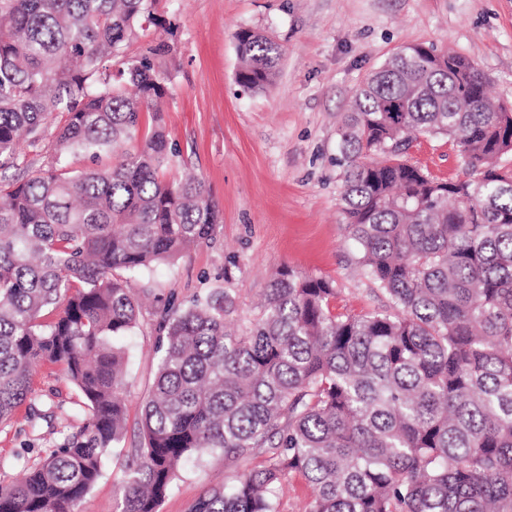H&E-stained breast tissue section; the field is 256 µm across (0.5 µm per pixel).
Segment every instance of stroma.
Instances as JSON below:
<instances>
[{
	"instance_id": "stroma-1",
	"label": "stroma",
	"mask_w": 512,
	"mask_h": 512,
	"mask_svg": "<svg viewBox=\"0 0 512 512\" xmlns=\"http://www.w3.org/2000/svg\"><path fill=\"white\" fill-rule=\"evenodd\" d=\"M155 12L165 27L139 32L124 54L139 55L162 40L172 45L155 61L169 88L163 126L181 168L210 188L222 222L213 241L133 279L147 300L125 341V438L106 457L80 512L120 510L124 454L139 443L136 422L158 359L154 313L170 294L188 302L232 289L234 317L248 321L272 276L287 267L331 280L335 311L384 307L385 297L351 263L336 163L340 118L372 71L409 45L451 50L472 61L492 95L512 108V0H157ZM241 29L282 47L275 81L264 91H244L236 81ZM405 158L439 179L463 174L445 137L419 138ZM33 386L36 407L55 414L34 421L23 406L0 425V482L17 475V457L38 459L83 421L72 410L75 391L56 367H40ZM224 476L217 453L186 464L160 512H188Z\"/></svg>"
}]
</instances>
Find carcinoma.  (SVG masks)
Masks as SVG:
<instances>
[{
    "label": "carcinoma",
    "mask_w": 512,
    "mask_h": 512,
    "mask_svg": "<svg viewBox=\"0 0 512 512\" xmlns=\"http://www.w3.org/2000/svg\"><path fill=\"white\" fill-rule=\"evenodd\" d=\"M152 0H0V424L60 367L83 424L20 476L0 512H79L125 433L123 339L139 325L133 275L213 240L205 181L175 164L160 122L164 41L112 61L162 20ZM237 83L273 81L272 38L235 33ZM151 131L142 136L144 114ZM60 117L54 132L47 121ZM354 267L388 307L337 313L332 282L280 270L252 321L228 326L222 290L155 321L159 363L120 512H160L206 453L232 475L189 512H279L291 475L308 512H512V110L476 65L416 45L358 87L338 125ZM451 138L473 175L440 181L403 160ZM45 144L49 160L21 161ZM74 154L108 165L72 170Z\"/></svg>",
    "instance_id": "carcinoma-1"
}]
</instances>
